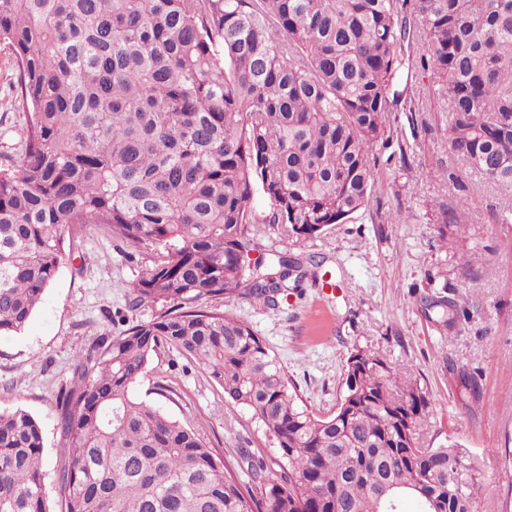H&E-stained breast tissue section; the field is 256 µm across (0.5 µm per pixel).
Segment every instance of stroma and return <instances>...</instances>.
Here are the masks:
<instances>
[{
	"mask_svg": "<svg viewBox=\"0 0 512 512\" xmlns=\"http://www.w3.org/2000/svg\"><path fill=\"white\" fill-rule=\"evenodd\" d=\"M16 71L0 49V156L19 142L24 115L14 107ZM448 119L429 100L420 112L388 118L393 145L408 162L381 176L380 202L314 239H285L281 226L256 224L250 259L286 251L316 255L315 275L271 309L248 297L210 305L247 321L295 382L308 409L335 412L344 365L364 349L410 372L429 400L421 442L462 445L485 474L481 512H512V197L480 184L448 146ZM480 184L476 204L443 225L438 205L456 206L463 188ZM405 220H391L395 211ZM73 259L56 278L21 333L0 338V410L21 408L40 424L46 469L60 453L59 396L80 351L99 336L147 321L160 308L127 307L126 287L149 255H127L100 228L75 227ZM474 376L466 390L462 374ZM134 395L199 431L239 478L241 449L281 472L273 438L246 408L229 403L204 366L169 347L154 355Z\"/></svg>",
	"mask_w": 512,
	"mask_h": 512,
	"instance_id": "obj_1",
	"label": "stroma"
}]
</instances>
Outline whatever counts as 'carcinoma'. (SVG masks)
Wrapping results in <instances>:
<instances>
[{
    "label": "carcinoma",
    "instance_id": "cac0c4a2",
    "mask_svg": "<svg viewBox=\"0 0 512 512\" xmlns=\"http://www.w3.org/2000/svg\"><path fill=\"white\" fill-rule=\"evenodd\" d=\"M450 112L448 145L512 197V0H0L17 67L21 151L0 165V335L21 331L70 256L72 224L153 254L128 307L165 310L77 360L59 397L62 512H480V465L424 447L428 400L411 376L358 349L340 407L314 414L251 325L203 302L271 308L307 276L286 253L251 265L252 224L297 241L379 203L402 47ZM269 211L255 207V197ZM202 364L271 433L287 469L226 472L200 435L139 400L152 357ZM42 430L0 412V512H53Z\"/></svg>",
    "mask_w": 512,
    "mask_h": 512
}]
</instances>
